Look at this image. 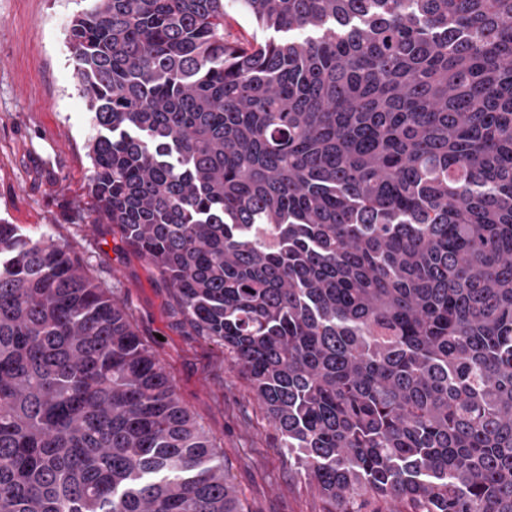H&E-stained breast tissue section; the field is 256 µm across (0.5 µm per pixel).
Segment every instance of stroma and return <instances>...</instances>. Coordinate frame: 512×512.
<instances>
[{"label": "stroma", "mask_w": 512, "mask_h": 512, "mask_svg": "<svg viewBox=\"0 0 512 512\" xmlns=\"http://www.w3.org/2000/svg\"><path fill=\"white\" fill-rule=\"evenodd\" d=\"M89 0H0V220L77 259L132 315L178 398L224 455L245 512H322L221 343L184 325L158 271L109 224H83L95 134L68 31Z\"/></svg>", "instance_id": "1"}]
</instances>
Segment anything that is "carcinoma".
I'll return each mask as SVG.
<instances>
[{"label": "carcinoma", "instance_id": "carcinoma-1", "mask_svg": "<svg viewBox=\"0 0 512 512\" xmlns=\"http://www.w3.org/2000/svg\"><path fill=\"white\" fill-rule=\"evenodd\" d=\"M69 42L89 223L323 512H512V0H91ZM0 512H244L112 290L2 221Z\"/></svg>", "mask_w": 512, "mask_h": 512}]
</instances>
